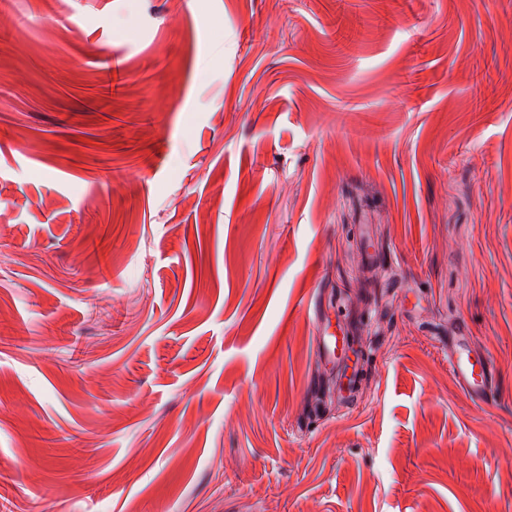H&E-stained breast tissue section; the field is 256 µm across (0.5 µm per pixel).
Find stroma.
<instances>
[{
    "instance_id": "obj_1",
    "label": "stroma",
    "mask_w": 512,
    "mask_h": 512,
    "mask_svg": "<svg viewBox=\"0 0 512 512\" xmlns=\"http://www.w3.org/2000/svg\"><path fill=\"white\" fill-rule=\"evenodd\" d=\"M0 512H512V0H0ZM319 351L324 360L341 363L347 353V348L340 336H336L324 328L319 336ZM448 341V372L465 395L473 401L487 398L493 383V370L486 356L473 351L465 336Z\"/></svg>"
}]
</instances>
